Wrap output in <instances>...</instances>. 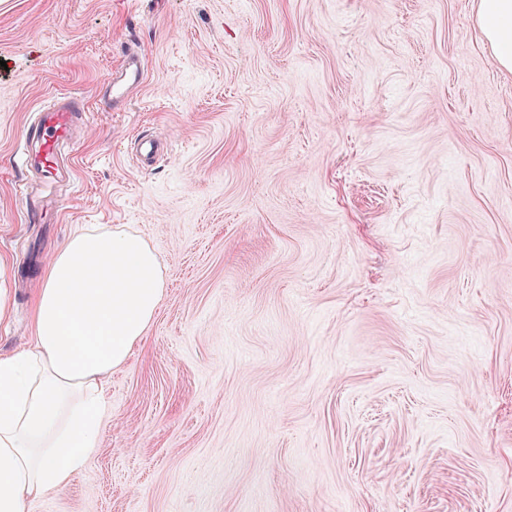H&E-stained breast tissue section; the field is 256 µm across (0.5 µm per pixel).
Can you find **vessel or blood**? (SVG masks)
<instances>
[{
    "label": "vessel or blood",
    "instance_id": "obj_1",
    "mask_svg": "<svg viewBox=\"0 0 512 512\" xmlns=\"http://www.w3.org/2000/svg\"><path fill=\"white\" fill-rule=\"evenodd\" d=\"M146 74L147 66L143 55L134 52L124 55L119 66L107 78L112 103L126 101L130 91L143 84ZM85 113L84 101L66 94L59 95L41 106L36 112L35 121L28 124L25 133L26 168L36 171L39 176L48 180L71 178L72 163L63 158L62 149L71 143L74 125ZM22 204L35 219H47L58 212L55 202H44L36 196H23Z\"/></svg>",
    "mask_w": 512,
    "mask_h": 512
}]
</instances>
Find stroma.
I'll return each mask as SVG.
<instances>
[{"label":"stroma","mask_w":512,"mask_h":512,"mask_svg":"<svg viewBox=\"0 0 512 512\" xmlns=\"http://www.w3.org/2000/svg\"><path fill=\"white\" fill-rule=\"evenodd\" d=\"M477 7L0 0V352L78 232L167 275L92 462L29 512H512V73ZM63 93L87 131L33 224L25 128ZM146 74L147 66L142 54L129 52L124 55L119 66L107 78L112 105L126 101L130 91L144 83ZM22 204L32 219L51 218L58 212L57 202L41 201L39 197L22 195Z\"/></svg>","instance_id":"stroma-1"}]
</instances>
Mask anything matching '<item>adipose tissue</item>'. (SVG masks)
<instances>
[{"label": "adipose tissue", "instance_id": "adipose-tissue-1", "mask_svg": "<svg viewBox=\"0 0 512 512\" xmlns=\"http://www.w3.org/2000/svg\"><path fill=\"white\" fill-rule=\"evenodd\" d=\"M478 25L512 73V0H479ZM165 286L155 252L125 230L83 231L54 252L32 342L0 353V512H28L89 464L104 385L143 342Z\"/></svg>", "mask_w": 512, "mask_h": 512}]
</instances>
